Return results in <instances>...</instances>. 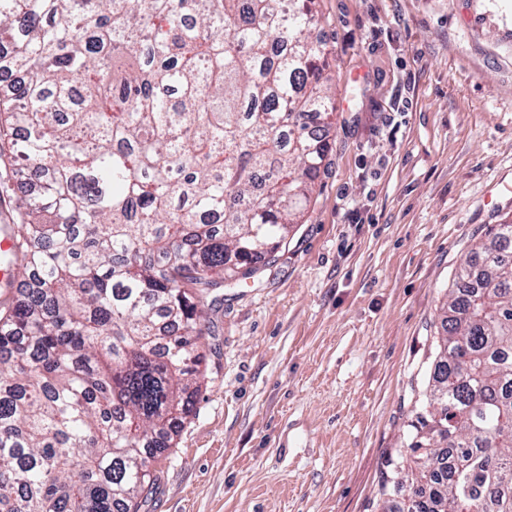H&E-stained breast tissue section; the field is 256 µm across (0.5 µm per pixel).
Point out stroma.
Returning a JSON list of instances; mask_svg holds the SVG:
<instances>
[{"mask_svg": "<svg viewBox=\"0 0 512 512\" xmlns=\"http://www.w3.org/2000/svg\"><path fill=\"white\" fill-rule=\"evenodd\" d=\"M327 168L256 281L145 512H384L460 260L512 217V0H319Z\"/></svg>", "mask_w": 512, "mask_h": 512, "instance_id": "stroma-1", "label": "stroma"}]
</instances>
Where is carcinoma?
<instances>
[{"instance_id": "1", "label": "carcinoma", "mask_w": 512, "mask_h": 512, "mask_svg": "<svg viewBox=\"0 0 512 512\" xmlns=\"http://www.w3.org/2000/svg\"><path fill=\"white\" fill-rule=\"evenodd\" d=\"M315 0H0V512H140L192 412L212 292L302 223L335 109ZM390 463L397 512H512V219L460 262ZM6 214V220L11 222L12 224V211H11V201L8 198L3 197L0 193V224L2 213ZM17 251L16 249V239L14 236L13 230L10 228V225L1 224L0 225V308L1 306H5L4 304H11L13 300H15L21 291V285L14 278V288H13V279H12V271H13V263L12 257ZM18 286V288H17Z\"/></svg>"}]
</instances>
